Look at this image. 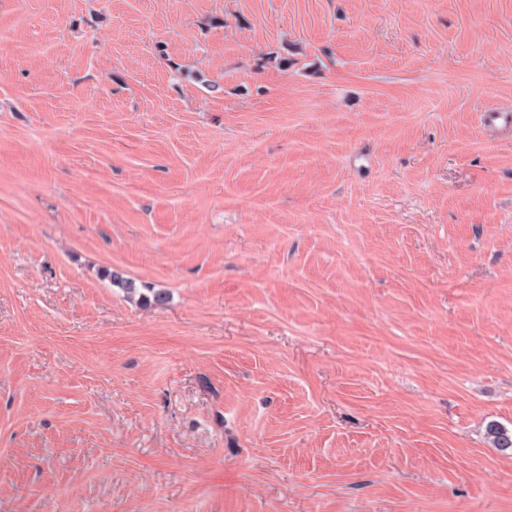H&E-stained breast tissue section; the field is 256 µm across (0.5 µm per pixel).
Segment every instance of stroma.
<instances>
[{
	"mask_svg": "<svg viewBox=\"0 0 512 512\" xmlns=\"http://www.w3.org/2000/svg\"><path fill=\"white\" fill-rule=\"evenodd\" d=\"M493 109L512 0H0V512H512Z\"/></svg>",
	"mask_w": 512,
	"mask_h": 512,
	"instance_id": "obj_1",
	"label": "stroma"
}]
</instances>
